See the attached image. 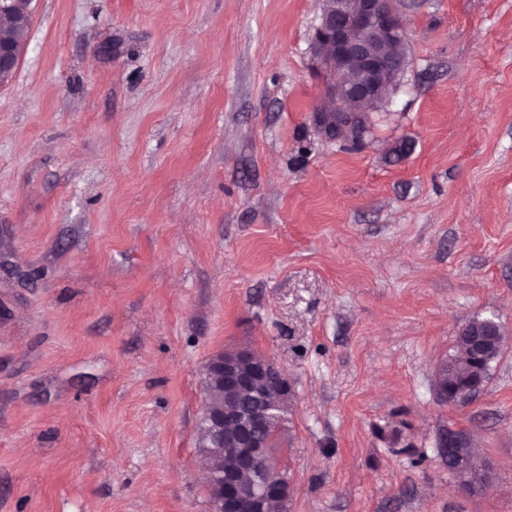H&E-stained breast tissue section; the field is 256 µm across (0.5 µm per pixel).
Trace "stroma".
Listing matches in <instances>:
<instances>
[{
    "instance_id": "1",
    "label": "stroma",
    "mask_w": 512,
    "mask_h": 512,
    "mask_svg": "<svg viewBox=\"0 0 512 512\" xmlns=\"http://www.w3.org/2000/svg\"><path fill=\"white\" fill-rule=\"evenodd\" d=\"M409 65L324 139L323 0H31L0 83V512H210L217 352L293 398L282 512H512V0H400ZM507 336L479 396L435 367ZM461 430L495 478L460 491ZM444 358L435 369L437 386L445 385L457 373L465 371L467 367L465 348L458 338L454 339L452 352ZM470 440L467 435L459 433L457 430H449L439 441V448H447L448 458H455L463 461L467 459L468 453L465 452L469 447Z\"/></svg>"
}]
</instances>
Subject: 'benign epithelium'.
Instances as JSON below:
<instances>
[{"mask_svg": "<svg viewBox=\"0 0 512 512\" xmlns=\"http://www.w3.org/2000/svg\"><path fill=\"white\" fill-rule=\"evenodd\" d=\"M16 2L0 0V17L9 15L25 26L29 12L17 11ZM310 50L327 76L322 103L312 113L314 125L329 140L348 133L349 144H361L365 117L387 98L408 65L401 10L395 0H324ZM20 56L19 45L0 39V79L13 75ZM501 340L496 331L475 336L466 345L473 368L461 379V387L448 386V402L472 399L483 389L489 359ZM273 381L283 394L292 392L288 376L272 359L249 350L216 354L206 365L203 416L214 445L204 454L221 461L205 471L211 512H271L273 503L288 499V486L276 477L277 463L258 437L274 414L265 397ZM469 443L467 435L450 430L439 447L463 461Z\"/></svg>", "mask_w": 512, "mask_h": 512, "instance_id": "7a95c632", "label": "benign epithelium"}]
</instances>
